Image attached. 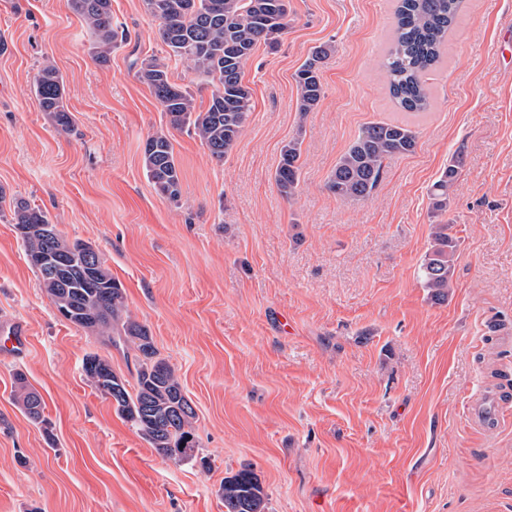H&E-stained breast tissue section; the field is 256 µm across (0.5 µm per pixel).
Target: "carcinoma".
I'll list each match as a JSON object with an SVG mask.
<instances>
[{
    "label": "carcinoma",
    "instance_id": "carcinoma-1",
    "mask_svg": "<svg viewBox=\"0 0 512 512\" xmlns=\"http://www.w3.org/2000/svg\"><path fill=\"white\" fill-rule=\"evenodd\" d=\"M290 0H144L146 12L160 21L166 56L141 60L137 76L167 118V125L185 129L198 138L210 155L221 161L237 145L253 110L252 94L243 81V68L259 45L274 49L288 18ZM463 0H396L394 36L382 67L389 94L405 112H426L430 97L425 77L444 54L448 32L455 25ZM94 35L96 61H109L112 49L127 33L112 24V0H66ZM333 50L330 43L315 48L295 73L298 109L312 111L323 96L320 63ZM184 63L214 84L208 108L196 110L189 87L172 80L169 61ZM41 111L64 132L73 130L65 104L66 90L58 70L47 65L33 82ZM301 142L294 138L281 149L275 183L284 196L299 182ZM416 147V133L407 124L372 122L362 128L338 159L327 187L336 198L360 201L380 182L386 160L406 155ZM143 169L155 191L171 202L182 194V171L170 136L158 131L143 148ZM461 166L457 158L435 181L429 192L431 209L445 213L449 189ZM13 221L30 265L40 274L43 288L58 313L69 323L101 338L103 344L132 342L139 352L135 383L112 370L105 357L90 354L83 361L89 382L113 400L116 412L137 428L151 448L164 459L195 461L196 442L191 432L195 410L175 368L158 358L149 328L127 311L125 290L112 278L100 254L89 243L65 238L41 208L23 198L11 202ZM459 240L448 225L437 224L432 244L420 266L422 282L437 303L448 300L453 258ZM17 401L28 417L44 423L43 400L15 375ZM133 390H128V386ZM224 512H266V494L250 468L224 477L221 487Z\"/></svg>",
    "mask_w": 512,
    "mask_h": 512
}]
</instances>
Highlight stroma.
Returning a JSON list of instances; mask_svg holds the SVG:
<instances>
[{
	"mask_svg": "<svg viewBox=\"0 0 512 512\" xmlns=\"http://www.w3.org/2000/svg\"><path fill=\"white\" fill-rule=\"evenodd\" d=\"M290 3L278 49L244 67L253 110L233 152L216 160L169 130L174 204L142 168L146 139L168 130L136 75L166 50L142 0H112L128 40L104 64L65 0H0V333L28 331L0 353V512H224V478L245 466L266 512H512V421L483 434L467 417L481 390L512 406V343L486 327L512 332V0H464L420 114L396 106L380 68L395 0ZM325 43L323 96L303 117L294 74ZM49 64L70 133L32 93ZM376 121L409 123L414 152L388 159L367 199H336L338 158ZM294 137L287 197L274 173ZM457 156L448 210L433 214L429 188ZM14 197L91 244L123 285L195 408L199 461L160 458L88 382L87 353L131 381L137 351L59 317ZM437 224L460 243L441 304L420 280ZM19 372L48 427L16 402ZM301 142L298 138L288 141L281 149L280 161L275 170V183L284 196L291 195L299 182L301 169Z\"/></svg>",
	"mask_w": 512,
	"mask_h": 512,
	"instance_id": "stroma-1",
	"label": "stroma"
}]
</instances>
